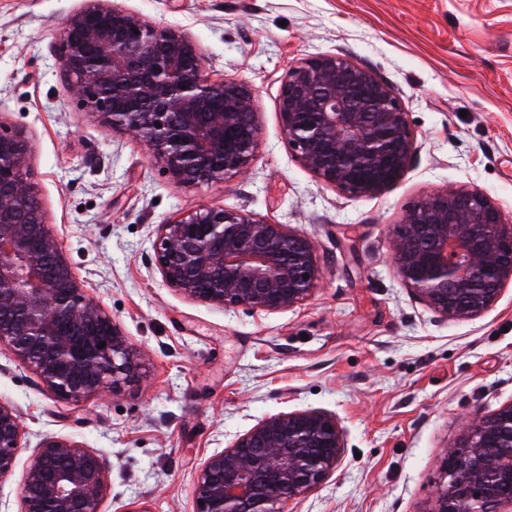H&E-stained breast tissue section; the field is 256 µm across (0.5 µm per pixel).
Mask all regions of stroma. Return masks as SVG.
Listing matches in <instances>:
<instances>
[{"label":"stroma","mask_w":512,"mask_h":512,"mask_svg":"<svg viewBox=\"0 0 512 512\" xmlns=\"http://www.w3.org/2000/svg\"><path fill=\"white\" fill-rule=\"evenodd\" d=\"M193 38L210 71L248 82L258 147L248 173L178 186L133 134L84 110L58 60L84 0H0V123L23 129L31 183L87 297L142 360L139 381L82 403L54 398L0 347V400L26 447L0 480L18 512L38 442H80L109 465L104 512H195L202 461L265 418L336 415V471L291 512H428L440 464L472 419L512 400V284L474 319L445 320L391 262L404 211L480 188L512 213V0H114ZM316 53L368 67L402 99L417 151L397 183L352 198L292 153L277 102ZM202 206L245 210L312 241L310 298L233 311L168 287L151 262L159 225Z\"/></svg>","instance_id":"1"}]
</instances>
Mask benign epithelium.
<instances>
[{
	"instance_id": "benign-epithelium-1",
	"label": "benign epithelium",
	"mask_w": 512,
	"mask_h": 512,
	"mask_svg": "<svg viewBox=\"0 0 512 512\" xmlns=\"http://www.w3.org/2000/svg\"><path fill=\"white\" fill-rule=\"evenodd\" d=\"M86 2L59 49L83 106L141 139L176 185L248 170L258 142L250 85L209 71L184 32L107 0ZM277 108L298 161L350 197L398 182L416 150L397 93L344 55L289 68ZM28 175L25 133L0 128V345L50 395L79 404L136 382L142 365L112 314L81 293L44 210L29 204ZM391 257L402 283L439 317H479L512 283V216L478 188L434 192L404 214ZM154 264L192 300L271 313L306 301L319 273L313 243L287 225L208 206L158 225ZM24 447L19 409L0 401V480ZM342 448L328 412L268 417L200 464L193 498L204 504L195 512H284L336 470ZM441 472L427 512H512V401L476 418L445 451ZM108 493L99 453L46 436L25 472L20 512H102Z\"/></svg>"
}]
</instances>
